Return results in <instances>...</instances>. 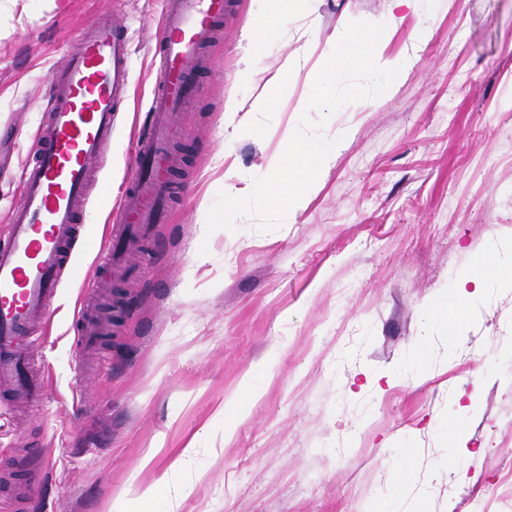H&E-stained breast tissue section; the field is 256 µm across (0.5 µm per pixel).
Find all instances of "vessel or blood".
<instances>
[{
  "instance_id": "1",
  "label": "vessel or blood",
  "mask_w": 512,
  "mask_h": 512,
  "mask_svg": "<svg viewBox=\"0 0 512 512\" xmlns=\"http://www.w3.org/2000/svg\"><path fill=\"white\" fill-rule=\"evenodd\" d=\"M160 73L146 131L136 141L129 185L102 246L90 293L100 296L125 269L129 246L170 221L169 141L195 100L203 50L224 20L228 0H161ZM128 27L104 15L78 34L50 71L51 95L33 158L21 175V201L0 242V395H43L28 355L43 340L60 272L82 230L89 176L112 142L113 117L129 96Z\"/></svg>"
}]
</instances>
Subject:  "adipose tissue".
Segmentation results:
<instances>
[{"label": "adipose tissue", "mask_w": 512, "mask_h": 512, "mask_svg": "<svg viewBox=\"0 0 512 512\" xmlns=\"http://www.w3.org/2000/svg\"><path fill=\"white\" fill-rule=\"evenodd\" d=\"M420 2L390 0L385 14L366 21L359 29L339 31L327 50L329 67L337 72L362 70L377 79L401 78L415 63L416 54L389 57L381 52L380 45L399 22L397 8L404 7L415 12ZM334 160V153L289 141L287 151L267 159L266 168L271 180L258 188L257 193L274 211L296 216L307 197L329 172Z\"/></svg>", "instance_id": "adipose-tissue-1"}]
</instances>
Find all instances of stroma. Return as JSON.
Masks as SVG:
<instances>
[{
	"label": "stroma",
	"instance_id": "obj_1",
	"mask_svg": "<svg viewBox=\"0 0 512 512\" xmlns=\"http://www.w3.org/2000/svg\"><path fill=\"white\" fill-rule=\"evenodd\" d=\"M387 4L288 16L258 74L254 2L229 0L175 135L173 219L80 365L81 278L150 104L160 0H0V236L51 68L105 12L133 41L130 97L33 357L46 395L0 412V512H512V279L451 304L488 240L512 260V0H422L381 47L427 42L394 87L322 72L337 30ZM318 77L333 108L306 102ZM261 95L273 109L238 129L227 102ZM292 138L336 153L296 220L233 206L225 172L262 185Z\"/></svg>",
	"mask_w": 512,
	"mask_h": 512
}]
</instances>
